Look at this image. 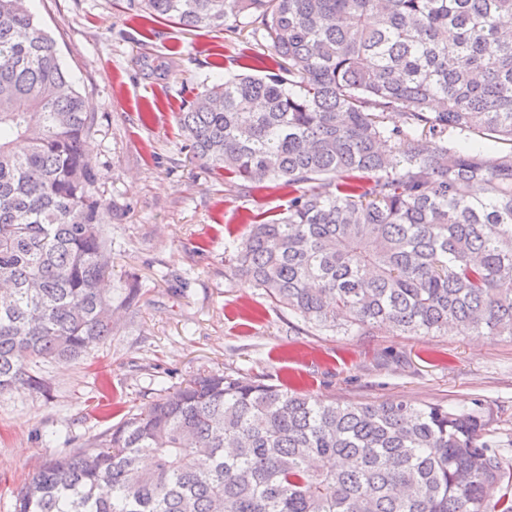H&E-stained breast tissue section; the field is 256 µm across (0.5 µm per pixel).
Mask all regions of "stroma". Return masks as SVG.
Segmentation results:
<instances>
[{
	"mask_svg": "<svg viewBox=\"0 0 512 512\" xmlns=\"http://www.w3.org/2000/svg\"><path fill=\"white\" fill-rule=\"evenodd\" d=\"M31 11L98 117L87 149L107 207L108 286L140 297L84 360L39 364L51 398L23 387L0 396V512H14L45 461L208 372L340 403L476 406L512 463V337L319 331L234 274L255 217L283 212L294 192L216 178L191 161L176 114L203 85L265 74L267 42L232 25L151 20L126 0H33Z\"/></svg>",
	"mask_w": 512,
	"mask_h": 512,
	"instance_id": "stroma-1",
	"label": "stroma"
}]
</instances>
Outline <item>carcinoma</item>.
<instances>
[{
  "instance_id": "obj_1",
  "label": "carcinoma",
  "mask_w": 512,
  "mask_h": 512,
  "mask_svg": "<svg viewBox=\"0 0 512 512\" xmlns=\"http://www.w3.org/2000/svg\"><path fill=\"white\" fill-rule=\"evenodd\" d=\"M127 4L188 28L247 18L276 58L176 116L200 166L297 188L252 225L234 274L319 330L512 336V0ZM96 124L25 0H0V395L50 396L33 362L80 359L133 311L137 288H102ZM464 134L511 149L448 145ZM488 426L198 374L44 463L15 512H512Z\"/></svg>"
}]
</instances>
